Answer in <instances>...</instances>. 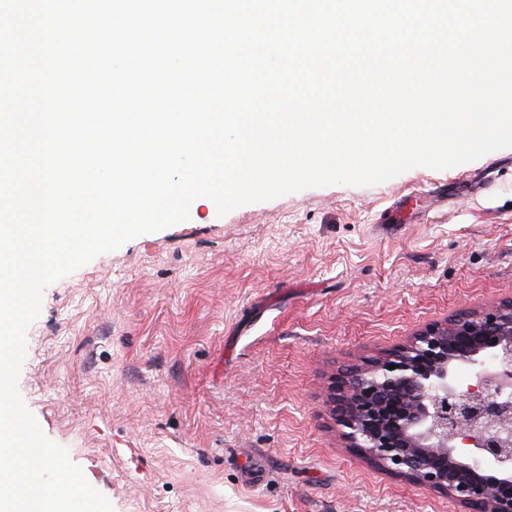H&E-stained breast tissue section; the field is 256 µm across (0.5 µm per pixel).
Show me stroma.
Masks as SVG:
<instances>
[{
	"label": "stroma",
	"instance_id": "35a3bbf8",
	"mask_svg": "<svg viewBox=\"0 0 512 512\" xmlns=\"http://www.w3.org/2000/svg\"><path fill=\"white\" fill-rule=\"evenodd\" d=\"M511 298L512 148L222 217L199 198L45 289L17 387L113 512H462L351 454L329 386Z\"/></svg>",
	"mask_w": 512,
	"mask_h": 512
}]
</instances>
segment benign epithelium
Returning <instances> with one entry per match:
<instances>
[{
    "instance_id": "1",
    "label": "benign epithelium",
    "mask_w": 512,
    "mask_h": 512,
    "mask_svg": "<svg viewBox=\"0 0 512 512\" xmlns=\"http://www.w3.org/2000/svg\"><path fill=\"white\" fill-rule=\"evenodd\" d=\"M461 365L479 368L465 389ZM331 411L346 448L377 470L464 512H512V299L431 324L337 377Z\"/></svg>"
}]
</instances>
